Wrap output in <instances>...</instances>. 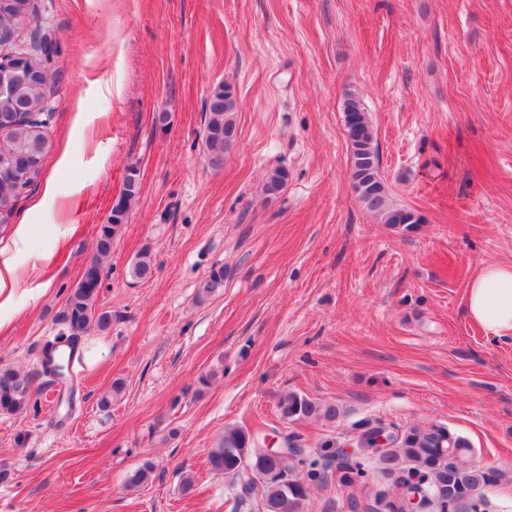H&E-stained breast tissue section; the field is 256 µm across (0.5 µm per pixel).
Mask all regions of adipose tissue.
Masks as SVG:
<instances>
[{"label":"adipose tissue","instance_id":"adipose-tissue-1","mask_svg":"<svg viewBox=\"0 0 512 512\" xmlns=\"http://www.w3.org/2000/svg\"><path fill=\"white\" fill-rule=\"evenodd\" d=\"M43 232L49 245L36 249L33 238ZM63 237L60 225L42 229L21 224L11 240L0 246V330L6 328L26 298L21 284L26 276L47 266ZM467 310L473 323L497 337L512 335V263L484 265L467 289Z\"/></svg>","mask_w":512,"mask_h":512}]
</instances>
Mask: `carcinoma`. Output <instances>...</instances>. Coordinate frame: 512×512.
Masks as SVG:
<instances>
[{
	"label": "carcinoma",
	"mask_w": 512,
	"mask_h": 512,
	"mask_svg": "<svg viewBox=\"0 0 512 512\" xmlns=\"http://www.w3.org/2000/svg\"><path fill=\"white\" fill-rule=\"evenodd\" d=\"M32 0H0V215L11 216L15 210L17 192L34 182L39 170L27 172V165L42 164L50 148L45 127L49 109L44 98L53 96L58 88L59 73L45 65L50 50L47 34L35 33L29 47H17L20 28L16 16L25 13L34 17ZM26 55L31 61L25 66L16 56ZM238 103L231 87H215L207 103V119L203 131V150L211 168L224 167V155L237 138L235 114ZM343 125L350 151V181L352 190L363 206L381 216L383 223L409 229L422 222L415 211L398 207L388 198L380 177V158L374 142L372 125L359 98L348 93L343 101ZM288 180L283 169L273 171L263 191L268 197L278 195ZM140 192L135 168H129L122 188L110 210L107 222L97 228L95 255L84 266L76 286L67 296L60 320L68 335L57 337L59 342L75 343L92 325L103 327L110 315L98 309L102 278V260L112 250L115 238L127 224L132 203ZM154 256L150 246H144L133 262L130 274L143 280L152 275ZM224 288V268H214L198 286L197 299L204 302ZM30 377L11 367H0V414L16 415L28 408L31 398ZM280 416L289 421L323 416L336 417V408L296 393L279 401ZM469 442L451 433L444 426L428 430L411 427L402 430V439L394 448L377 456L381 470L402 480L403 464L414 463L410 470L421 475L424 488L434 497L435 512H485L487 501L481 490L498 486L504 473L493 466L470 462ZM365 455L339 461L336 481L351 486L365 477ZM209 469L215 473L239 478L245 492L260 488L261 512H303L310 485L323 479L318 461L309 460L304 451L292 446L280 455H265L255 447V441L239 427L224 429L217 446L208 454ZM306 472V478L298 472Z\"/></svg>",
	"instance_id": "carcinoma-1"
}]
</instances>
